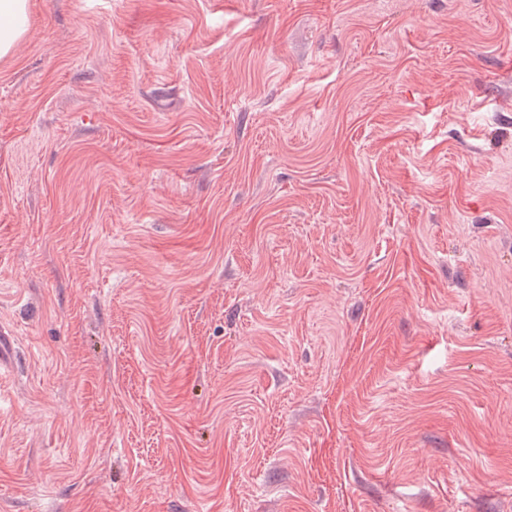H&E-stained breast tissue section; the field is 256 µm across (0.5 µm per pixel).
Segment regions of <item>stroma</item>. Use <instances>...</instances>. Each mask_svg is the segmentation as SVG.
<instances>
[{
	"instance_id": "stroma-1",
	"label": "stroma",
	"mask_w": 512,
	"mask_h": 512,
	"mask_svg": "<svg viewBox=\"0 0 512 512\" xmlns=\"http://www.w3.org/2000/svg\"><path fill=\"white\" fill-rule=\"evenodd\" d=\"M28 18L0 512H512V0Z\"/></svg>"
}]
</instances>
